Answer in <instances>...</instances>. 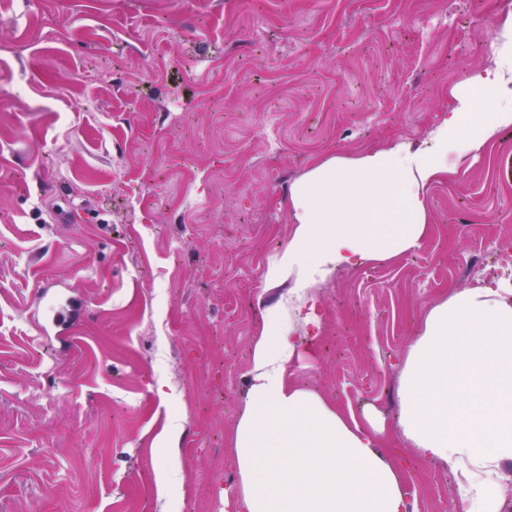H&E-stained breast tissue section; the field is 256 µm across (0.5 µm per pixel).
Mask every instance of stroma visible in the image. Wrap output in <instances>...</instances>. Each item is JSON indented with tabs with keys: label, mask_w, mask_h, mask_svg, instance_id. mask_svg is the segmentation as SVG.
<instances>
[{
	"label": "stroma",
	"mask_w": 512,
	"mask_h": 512,
	"mask_svg": "<svg viewBox=\"0 0 512 512\" xmlns=\"http://www.w3.org/2000/svg\"><path fill=\"white\" fill-rule=\"evenodd\" d=\"M498 0H0V512H164L152 443L182 425L183 512H234L230 438L251 345L287 285L288 188L318 161L421 145L491 58ZM396 260L313 285L326 312L290 372L398 428L428 312L512 266V128L425 188ZM81 305L38 328L53 294ZM180 403L158 398L157 383ZM455 512L447 465L402 475Z\"/></svg>",
	"instance_id": "1"
}]
</instances>
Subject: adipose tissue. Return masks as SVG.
<instances>
[{
    "instance_id": "1",
    "label": "adipose tissue",
    "mask_w": 512,
    "mask_h": 512,
    "mask_svg": "<svg viewBox=\"0 0 512 512\" xmlns=\"http://www.w3.org/2000/svg\"><path fill=\"white\" fill-rule=\"evenodd\" d=\"M491 62L470 73L457 104L428 145L398 143L315 165L288 189L294 228L266 266V284L294 279L288 298L311 332L323 312L308 289L316 278L418 248L429 221L426 185L512 127V23ZM293 326L269 312L251 349L252 384L235 437L237 512H405L398 472L380 454L379 420L359 425L292 381ZM403 439L447 463L463 512H505L500 465L512 460V288L452 292L427 314L400 376ZM178 426L157 445L168 459L154 474L160 499L178 512Z\"/></svg>"
}]
</instances>
